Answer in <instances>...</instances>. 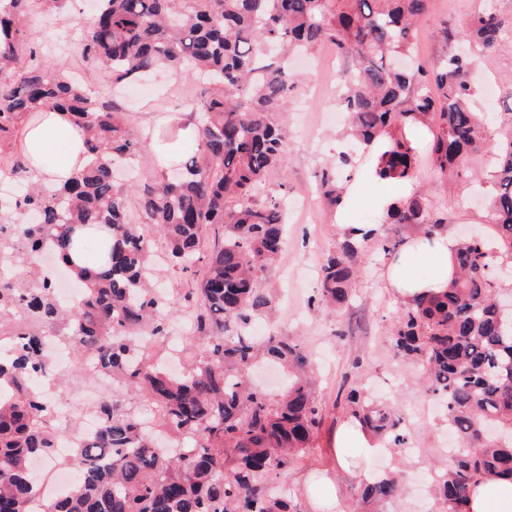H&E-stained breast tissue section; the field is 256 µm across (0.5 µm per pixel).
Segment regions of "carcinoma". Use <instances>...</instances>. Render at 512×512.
<instances>
[{
    "label": "carcinoma",
    "instance_id": "carcinoma-1",
    "mask_svg": "<svg viewBox=\"0 0 512 512\" xmlns=\"http://www.w3.org/2000/svg\"><path fill=\"white\" fill-rule=\"evenodd\" d=\"M69 2L0 0V160L11 163L0 166V183L25 182L22 198L0 199V262L50 251L72 271L77 225H106L112 242H81L79 251L101 268L71 274L82 299L68 312L53 279L39 271L0 283V316L21 313L11 348L0 354V512H27L31 462L56 461L58 435L42 391L48 336L92 354L113 391L97 405L98 434L69 459L79 482L47 512H303L297 495L275 488L313 448L323 419L312 354L295 337L254 336L252 327L277 307L261 284L282 250L288 182L272 191L266 181L288 146L284 104L297 81L291 60L324 42L352 61L340 74L337 106L348 114L353 151L380 136L391 140L380 176L408 179L429 164L465 189L475 180L469 162L485 159L486 235L462 239L447 290L402 306L395 346L424 369L421 384L443 402L457 442L448 467L433 471L439 512H468L476 483L512 478V310L497 305L506 280L499 271L512 278V105L494 113L501 130L487 145L474 83L481 60L512 49V19L486 0L460 27L442 29L448 45L463 42L472 53L451 49L436 67L399 68L429 0H94L95 18L78 40L80 61L110 72L115 85L153 71L193 83L205 75L209 85L196 99V138L176 176L160 170L143 184H120L116 161L137 156L143 144L129 130L131 116L45 63L27 39L33 6L54 16ZM51 109L85 126L91 156L61 187L33 182L16 147L21 122ZM409 121L431 133L423 153L403 135ZM320 188L337 209L342 189L332 170H322ZM132 196L140 225L131 218ZM386 223L430 237L449 223L448 208L417 192L395 202ZM154 233L166 239L172 266L195 281L179 299L152 284ZM365 255L364 241L343 234L321 266L317 303H349ZM176 315L191 321L180 345L193 368L182 376L140 355L168 335ZM264 360L288 374L285 390L252 384L250 373ZM142 399L155 403L158 426L180 448H163L145 431ZM347 400L350 416L372 435L406 444L395 407L356 386ZM402 493L396 475L365 479L356 508L382 512Z\"/></svg>",
    "mask_w": 512,
    "mask_h": 512
}]
</instances>
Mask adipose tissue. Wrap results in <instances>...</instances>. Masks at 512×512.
<instances>
[{
    "label": "adipose tissue",
    "instance_id": "ef3b65f1",
    "mask_svg": "<svg viewBox=\"0 0 512 512\" xmlns=\"http://www.w3.org/2000/svg\"><path fill=\"white\" fill-rule=\"evenodd\" d=\"M86 131L70 113L62 110L43 112L37 118L22 123L17 147L29 161L33 179L44 183L62 185L73 171L84 167L89 157L86 153ZM387 142H372L369 163L361 168L359 177L369 183H380L381 189L373 199L378 218H385L389 205L410 196L415 190L411 180L380 179L375 161L386 150ZM459 241L451 228L445 227L432 240L410 238L405 248L393 256L386 271V278L401 304L413 299L445 291L453 274L452 260ZM434 256L439 260L435 273L426 279L415 276L410 261L415 257ZM470 512H512V480L489 479L472 491Z\"/></svg>",
    "mask_w": 512,
    "mask_h": 512
}]
</instances>
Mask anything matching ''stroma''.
Here are the masks:
<instances>
[{
    "instance_id": "obj_1",
    "label": "stroma",
    "mask_w": 512,
    "mask_h": 512,
    "mask_svg": "<svg viewBox=\"0 0 512 512\" xmlns=\"http://www.w3.org/2000/svg\"><path fill=\"white\" fill-rule=\"evenodd\" d=\"M478 7L479 0H430L428 14L417 31L419 59L431 64L443 57L448 45L441 28L461 24ZM75 37L73 26L52 18L34 19L29 27L30 40L41 47L44 59L51 64L74 58ZM319 78V73L305 70L302 84L289 97L288 151L281 173L269 177L270 189H277L284 180L290 197L309 196L316 214L315 220L289 224L287 242L265 285L290 298L289 304L279 309L276 327L284 335L302 338L315 353L317 392L324 407L313 448L282 475L281 481L289 490L301 492L303 512H319L314 503L318 487L307 483L306 478L313 473L328 475L340 493V512H355L359 472L391 470L406 484L407 493L399 502L385 505V512H431L434 502L427 474L431 469L447 466L451 441L431 396L416 382L418 368L394 348L391 328L401 307L385 284L387 255L376 242L367 243V260L349 305L333 308L314 302L320 264L342 241L339 224H355L362 218L370 224L375 221L371 185L351 183L356 206L339 214L328 208L317 191L321 170L335 165L338 153L347 147L342 125L334 120L325 123L316 137L306 134L307 125L319 120L322 112L336 109V93L332 90L324 98L310 99L306 107H299L298 100L304 97L308 83ZM145 83L148 96L131 104V132L141 137L148 136L152 128L165 125L169 116L181 113L185 101L181 82L172 75L151 76ZM147 116L153 119L148 126L143 123ZM359 382L371 387L376 399L396 404L408 428L410 448H386L369 458L355 455L359 471L349 474L336 463L334 437L348 418L345 392Z\"/></svg>"
}]
</instances>
